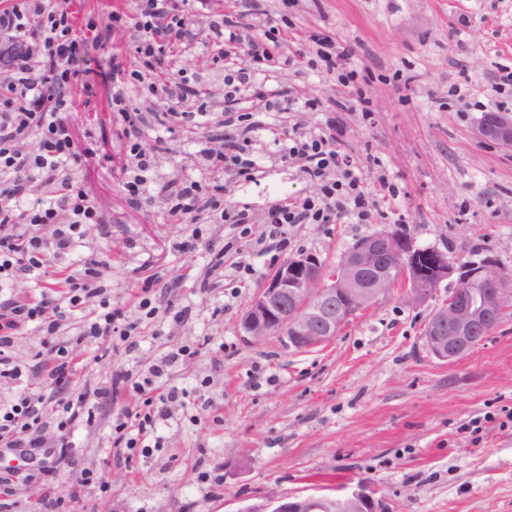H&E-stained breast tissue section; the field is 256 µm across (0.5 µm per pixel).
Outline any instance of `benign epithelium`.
<instances>
[{
	"label": "benign epithelium",
	"instance_id": "benign-epithelium-1",
	"mask_svg": "<svg viewBox=\"0 0 512 512\" xmlns=\"http://www.w3.org/2000/svg\"><path fill=\"white\" fill-rule=\"evenodd\" d=\"M475 137L488 144L512 148V114L485 113L474 125ZM434 262L429 275L436 285L456 277L459 296L436 308L424 334L429 353L454 361L482 344L479 330L492 331L506 303L512 302V277L493 261L459 268L448 254L430 248ZM409 289L406 300L424 304L435 289L420 285L413 249L403 245L399 226L384 227L358 239L329 272L313 254H299L280 266L250 300L239 321V331L251 342L282 336L296 351L326 345L336 338L343 322L389 293L399 278ZM472 281L488 287L474 293ZM376 490L359 484L340 497L295 496L252 503L238 512H392L375 497Z\"/></svg>",
	"mask_w": 512,
	"mask_h": 512
}]
</instances>
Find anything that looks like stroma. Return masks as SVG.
<instances>
[{
  "mask_svg": "<svg viewBox=\"0 0 512 512\" xmlns=\"http://www.w3.org/2000/svg\"><path fill=\"white\" fill-rule=\"evenodd\" d=\"M76 29L109 25L113 11L136 14V0H72ZM289 15L276 55H311L312 32L361 54L354 69L371 79L370 112L324 69H278L224 98L216 52L173 58L172 80L197 86L199 99L171 104L148 83L129 80L142 121L139 140L153 154L139 206L123 192L137 171L124 126L110 106V84L75 88L71 122L90 158L78 174L105 219L86 229L83 249L59 260L80 265L84 248L101 251V279L113 304L138 324L132 343L106 337L79 345L65 392L77 396L119 372L142 381L158 359L186 348L192 356L160 380L176 387L174 417L157 424L150 461L109 453V420L136 410L144 396L126 388L95 408L75 430L70 462L58 469L67 487L73 465L102 467L108 493L89 489L74 512H239L245 504L284 496L342 494L364 482L394 512H512V304L480 347L453 362L427 351L423 333L433 310L456 285L445 281L422 305L405 303L403 286L342 326L326 346L298 352L282 337L249 343L238 323L249 299L289 257L312 253L334 265L359 238L386 225L409 228L420 244L449 247L456 259H493L512 275V150L480 143L473 123L496 103L512 101V0H260L244 22L252 34ZM133 26L113 31L94 51L104 73L113 60L136 68ZM317 99V110L277 112L272 95ZM189 119L167 133L157 117L169 107ZM324 135L356 161L368 185L386 179L389 198L371 195L373 219L355 224H291L287 245L270 233L269 210L316 195L301 161L282 160L275 139ZM248 139L252 178L225 172L224 205L248 207V234L217 218L178 224L164 189L187 180L212 183L198 160L225 135ZM225 249L211 270L212 253ZM173 311L142 318L144 288ZM37 328L17 340L32 391L56 394L36 356ZM47 456L19 448L0 468L15 482L19 512H37Z\"/></svg>",
  "mask_w": 512,
  "mask_h": 512,
  "instance_id": "obj_1",
  "label": "stroma"
}]
</instances>
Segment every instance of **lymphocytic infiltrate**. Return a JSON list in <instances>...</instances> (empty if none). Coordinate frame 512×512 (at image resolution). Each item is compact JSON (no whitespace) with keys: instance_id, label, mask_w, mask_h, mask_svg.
I'll return each mask as SVG.
<instances>
[{"instance_id":"f902f5d3","label":"lymphocytic infiltrate","mask_w":512,"mask_h":512,"mask_svg":"<svg viewBox=\"0 0 512 512\" xmlns=\"http://www.w3.org/2000/svg\"><path fill=\"white\" fill-rule=\"evenodd\" d=\"M127 21L130 20L125 13L116 11L110 27L101 28L90 21L82 36L77 34L72 13L64 4L51 9L46 0H14L11 6L0 9V33L28 36L39 51L34 60L26 56L14 59L6 81L0 83V283L22 275L46 274L83 240L86 225L100 221L94 202L72 176L83 163L69 122V114L75 108L72 90L79 86L92 92L97 71L90 51L104 47L110 40L111 28L124 26ZM133 21L140 33L133 46L138 62L134 78L168 76L176 43L194 38L193 25L179 12L178 0H140ZM244 28L243 22L229 16L210 26L213 40L223 44L225 52L245 60L241 67L230 61L224 64V85L234 92L272 58L269 47L245 34ZM313 40L319 47L317 56L322 66L337 71L341 84L354 89L360 104L369 105L358 72L347 66L354 47L335 51L329 37L317 34ZM111 99L113 112L126 125L129 151L137 160V175L123 184L129 203L136 206L142 201L144 174L152 167V156L138 140V116L129 108L122 81H113ZM245 153L243 144L231 140L220 150L201 149L199 161L211 172L233 169L247 175L254 163ZM283 157L302 160V171L317 185L318 193L275 208L268 215V223L279 228L286 224H334L344 217L360 224L370 221L372 211L365 184L350 157L341 153L331 139L293 137ZM35 179L54 186L55 195L50 201L29 198L28 186ZM223 192L219 186L213 195L206 196L200 182H190L168 192L169 213L174 220L182 221L205 208L219 212L226 223H250L248 210H225ZM105 263L103 253L88 252L79 270L68 275L65 292L49 290L32 301L0 302V380L24 379L26 370L14 360L13 353L18 336L33 323L41 329L42 345L52 356L47 365L50 380L61 387L68 384L73 358L66 347L53 345L52 339L68 314L77 308L92 311L77 335L78 342L92 343L112 335L124 341L131 337L135 323L127 321L124 311L113 306L99 277ZM128 382L126 374H116L111 382L63 402L61 410L50 417L43 411V395L19 387L10 401L0 402V447L41 448L50 431L55 433L61 449L71 448V431L91 422L92 407L111 404ZM178 398V390L171 388L158 397L145 398L134 419L120 416L112 420V446L130 458H150L143 443L153 434L158 421L170 419V405ZM43 472L47 483L41 497L43 512H71L83 489L96 488L103 493L109 489L99 469L77 470L63 490L54 486L55 466H45Z\"/></svg>"}]
</instances>
